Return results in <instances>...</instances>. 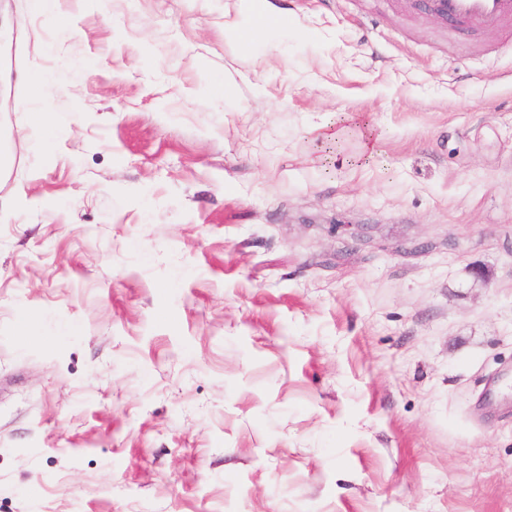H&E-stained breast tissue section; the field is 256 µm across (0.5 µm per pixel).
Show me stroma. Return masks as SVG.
Segmentation results:
<instances>
[{
    "label": "stroma",
    "instance_id": "1",
    "mask_svg": "<svg viewBox=\"0 0 512 512\" xmlns=\"http://www.w3.org/2000/svg\"><path fill=\"white\" fill-rule=\"evenodd\" d=\"M0 512H512V34L0 0Z\"/></svg>",
    "mask_w": 512,
    "mask_h": 512
}]
</instances>
